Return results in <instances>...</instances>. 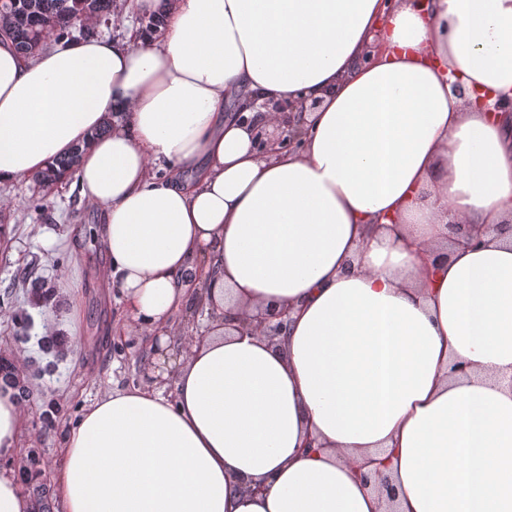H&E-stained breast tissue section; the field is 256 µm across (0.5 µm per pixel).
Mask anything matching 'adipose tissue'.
Here are the masks:
<instances>
[{
    "label": "adipose tissue",
    "mask_w": 512,
    "mask_h": 512,
    "mask_svg": "<svg viewBox=\"0 0 512 512\" xmlns=\"http://www.w3.org/2000/svg\"><path fill=\"white\" fill-rule=\"evenodd\" d=\"M135 7L157 36L0 42V186L80 148L152 353L66 434L60 512H386L378 469L396 512H512V0ZM274 102L298 149L259 146ZM189 271L217 321L178 350ZM282 308L279 342L236 327ZM25 432L0 383V457Z\"/></svg>",
    "instance_id": "1"
}]
</instances>
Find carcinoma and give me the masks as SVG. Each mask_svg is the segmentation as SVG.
<instances>
[{
    "mask_svg": "<svg viewBox=\"0 0 512 512\" xmlns=\"http://www.w3.org/2000/svg\"><path fill=\"white\" fill-rule=\"evenodd\" d=\"M113 3L114 0H0V16L8 24L0 36L10 40L19 54L31 57L36 46L46 44L50 36L58 42L69 39L83 15L109 18L114 13ZM78 158L76 148L59 158L40 181L52 184L60 176L73 175Z\"/></svg>",
    "mask_w": 512,
    "mask_h": 512,
    "instance_id": "obj_1",
    "label": "carcinoma"
}]
</instances>
